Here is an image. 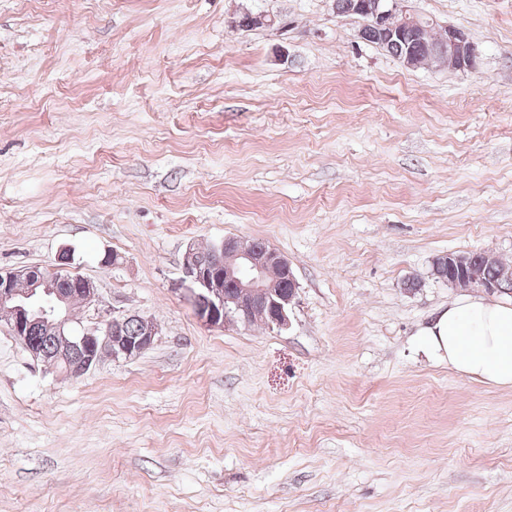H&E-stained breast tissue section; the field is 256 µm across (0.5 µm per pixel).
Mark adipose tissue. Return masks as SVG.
<instances>
[{
    "label": "adipose tissue",
    "mask_w": 512,
    "mask_h": 512,
    "mask_svg": "<svg viewBox=\"0 0 512 512\" xmlns=\"http://www.w3.org/2000/svg\"><path fill=\"white\" fill-rule=\"evenodd\" d=\"M424 343L455 371L512 387V302L469 296L449 303L425 330Z\"/></svg>",
    "instance_id": "obj_1"
}]
</instances>
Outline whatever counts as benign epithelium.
<instances>
[{
    "label": "benign epithelium",
    "instance_id": "obj_1",
    "mask_svg": "<svg viewBox=\"0 0 512 512\" xmlns=\"http://www.w3.org/2000/svg\"><path fill=\"white\" fill-rule=\"evenodd\" d=\"M406 0H356L350 14L372 20L386 41L393 42L407 33L421 42L438 23L407 9ZM438 60L460 71L477 68L480 52L465 32L444 28L443 41L434 46ZM188 299L197 317L207 326L226 322L247 324L253 314L268 316L271 327L288 326L289 312L297 294V282L288 259L268 244L248 245L226 237L213 244L211 257L192 247L183 257ZM451 288L474 289L477 276L468 269L463 253L448 254ZM0 302H9L8 320L12 335L36 361L52 363V368L77 378L99 364L103 351L112 359H127L149 349L159 336L154 320L140 315L112 318L93 327H76L69 316V296L56 288L55 277L37 266H24L0 272ZM139 322L138 336L122 333L130 319ZM39 326L53 337V360L43 349L29 344L30 331Z\"/></svg>",
    "mask_w": 512,
    "mask_h": 512
}]
</instances>
